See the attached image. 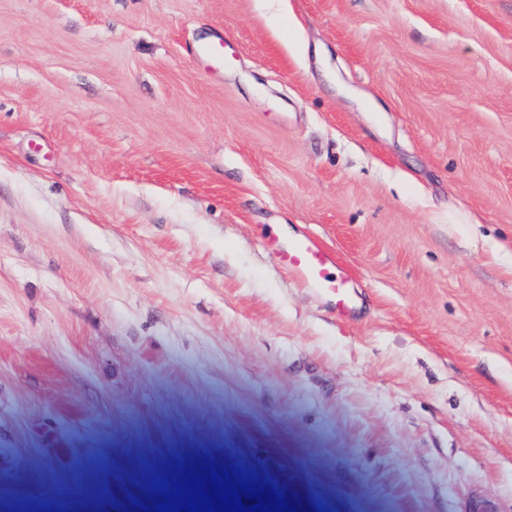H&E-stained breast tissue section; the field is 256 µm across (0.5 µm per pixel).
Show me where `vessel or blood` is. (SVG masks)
<instances>
[{
  "mask_svg": "<svg viewBox=\"0 0 512 512\" xmlns=\"http://www.w3.org/2000/svg\"><path fill=\"white\" fill-rule=\"evenodd\" d=\"M268 247L288 273L327 298L339 317L351 318L356 315L357 294L352 286V276L340 268L333 250L311 235L285 242L272 241Z\"/></svg>",
  "mask_w": 512,
  "mask_h": 512,
  "instance_id": "b4317fda",
  "label": "vessel or blood"
}]
</instances>
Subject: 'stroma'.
<instances>
[{
    "instance_id": "stroma-1",
    "label": "stroma",
    "mask_w": 512,
    "mask_h": 512,
    "mask_svg": "<svg viewBox=\"0 0 512 512\" xmlns=\"http://www.w3.org/2000/svg\"><path fill=\"white\" fill-rule=\"evenodd\" d=\"M181 464L512 512V0H0V512ZM267 247L288 273L299 278L308 288L327 298L341 318L357 313V294L352 276L340 264L335 252L316 237L302 235L286 242L267 241ZM336 267V273L331 269Z\"/></svg>"
}]
</instances>
